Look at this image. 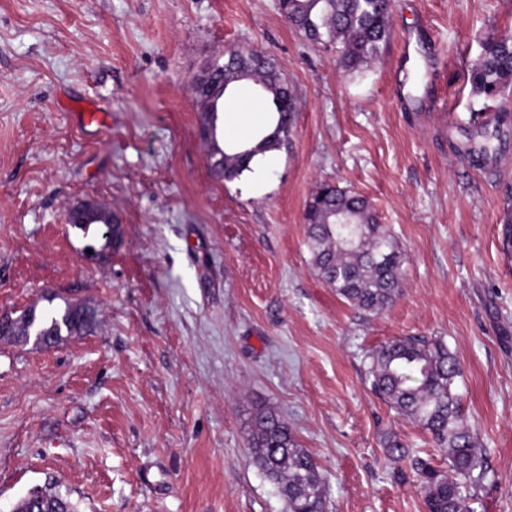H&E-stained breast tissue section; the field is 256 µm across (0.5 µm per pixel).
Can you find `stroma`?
<instances>
[{
    "label": "stroma",
    "instance_id": "1",
    "mask_svg": "<svg viewBox=\"0 0 512 512\" xmlns=\"http://www.w3.org/2000/svg\"><path fill=\"white\" fill-rule=\"evenodd\" d=\"M380 58L347 75L277 0H0V314L56 292L91 326L52 348L0 338V512L45 485L79 512H287L252 464L275 410L327 485L326 512H427L384 448L446 451L365 382L399 336L444 337L488 457L476 512H512V138L474 167L453 144L492 113L465 71L512 0H393ZM263 52L297 96L261 186L215 179L192 80ZM106 112L103 127L74 114ZM364 195L404 255L401 297L355 309L316 276L304 207ZM95 198L119 224L65 221Z\"/></svg>",
    "mask_w": 512,
    "mask_h": 512
}]
</instances>
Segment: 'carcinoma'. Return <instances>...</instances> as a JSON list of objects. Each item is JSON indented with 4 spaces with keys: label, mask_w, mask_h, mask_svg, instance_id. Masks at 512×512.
<instances>
[{
    "label": "carcinoma",
    "mask_w": 512,
    "mask_h": 512,
    "mask_svg": "<svg viewBox=\"0 0 512 512\" xmlns=\"http://www.w3.org/2000/svg\"><path fill=\"white\" fill-rule=\"evenodd\" d=\"M392 0H284L281 14L295 31L322 46H340V67L347 73L375 61L390 40ZM224 80L255 76L264 84L257 92L269 102L276 116L273 131L258 145L243 151H223L213 143L224 164L210 170L222 179L240 176L253 158L280 148L288 136L296 112V97L275 64L258 51H235L224 57ZM473 91L490 99L512 92V39L489 36L478 61L467 69ZM512 135V110L502 105L493 118L461 133L455 151L485 167L497 160L492 142ZM304 219L312 264L321 279L348 304L369 313L392 305L402 293L403 259L390 231L378 223L367 198L325 183L308 200ZM57 294L44 300L48 306L24 312L26 321L14 324L9 336L49 339L85 329L91 314L69 300L63 310L51 307ZM374 393L400 415L427 430L434 443L448 453L446 469L427 459L410 457L396 435L386 438L388 455L408 460L410 473L424 494L428 512H474L471 490L485 479L487 461L479 439L464 423L461 397L455 392L463 370L441 337H396L380 346L368 368ZM252 463L277 485L288 512H324L326 486L316 460L299 447L288 421L270 409L256 411L250 426ZM44 512H77L69 496L41 490Z\"/></svg>",
    "instance_id": "carcinoma-1"
}]
</instances>
